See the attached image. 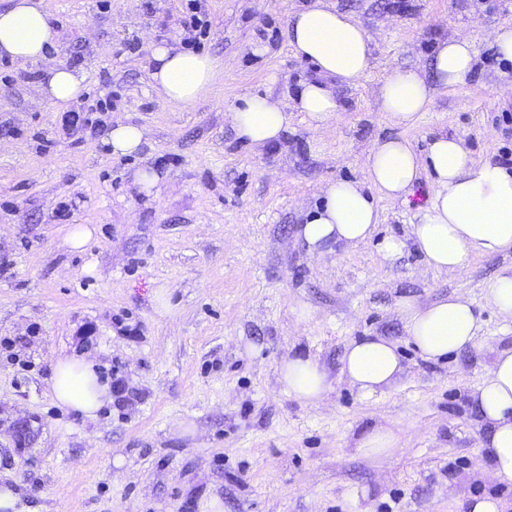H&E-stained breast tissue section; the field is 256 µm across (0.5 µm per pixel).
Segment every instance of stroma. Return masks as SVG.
Listing matches in <instances>:
<instances>
[{"instance_id": "1", "label": "stroma", "mask_w": 512, "mask_h": 512, "mask_svg": "<svg viewBox=\"0 0 512 512\" xmlns=\"http://www.w3.org/2000/svg\"><path fill=\"white\" fill-rule=\"evenodd\" d=\"M308 2L205 0L200 49L223 58L224 75L185 110L153 92L146 68L152 44L191 49L185 0H44L53 62L79 64L88 95L117 99L105 127L144 128L132 156L62 132L61 110L39 88L43 63L0 60V479L39 512H199L210 495L223 512H468L484 494L512 503V483L484 475L487 426L472 398L492 353L423 361L399 312L402 299L455 292L473 303L481 339L511 348L512 325L487 288L512 250L459 273L429 268L405 242L433 195L426 177L407 202H381L367 243L316 260L298 237L322 186L364 179L374 143L402 139L421 152L444 131L475 159L512 154V63L490 39L512 24V0H408L405 11L331 0L365 28L369 69L337 83L333 124L317 129L289 111L283 141L255 151L227 111L253 95L290 103L315 77L288 45V21ZM458 34L475 45L472 77L437 87L412 127L387 118L383 81L428 68L436 45ZM141 168L160 176L149 198L133 183ZM79 225L94 230L81 251L67 242ZM386 238L405 243L390 260ZM363 336L393 341L404 365L370 395L341 374L346 345ZM72 354L97 359L102 378L124 379L137 400L92 420L57 407L51 363ZM294 356L335 379L324 404L285 392L279 368ZM378 425L393 428L397 448L359 451Z\"/></svg>"}]
</instances>
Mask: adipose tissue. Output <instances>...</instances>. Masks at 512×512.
Returning a JSON list of instances; mask_svg holds the SVG:
<instances>
[{
	"label": "adipose tissue",
	"instance_id": "ef3b65f1",
	"mask_svg": "<svg viewBox=\"0 0 512 512\" xmlns=\"http://www.w3.org/2000/svg\"><path fill=\"white\" fill-rule=\"evenodd\" d=\"M9 2L0 10V58L21 65L46 59L52 30L43 0ZM288 43L321 74L301 84L295 107L315 126H327L341 110L332 82L352 84L365 74L370 39L352 15L329 0H313L292 14ZM474 66V46L467 37L444 40L429 70L401 69L386 78L381 110L397 124L412 126L431 107L434 84L464 83ZM222 67V61L209 54L159 44L152 51L150 78L162 98L186 108L207 94ZM40 86L52 105L64 107L82 97L86 74L58 63L44 69ZM229 119L237 137L258 150L280 142L288 131L283 104L267 96L244 99L231 109ZM365 170V182L339 179L322 188L320 205L299 229L313 256L324 257L334 244L355 247L371 240L379 224V201L406 199L424 172L435 192L411 226L410 238L429 267L453 274L473 256L512 249V170L491 158L476 161L461 138L436 134L421 155L406 141H382L369 150ZM400 309L407 335L424 360L437 362L479 343L480 318L461 295L425 306L407 298ZM402 371L397 345L380 336L352 340L342 359L343 374L364 393L389 386ZM280 381L304 405L321 403L333 390L325 369L309 357L284 362ZM51 387L57 405L86 419L95 418L112 400V387L100 378L95 361L75 354L57 359ZM473 397L488 426L487 473L493 480L512 482V348L495 351Z\"/></svg>",
	"mask_w": 512,
	"mask_h": 512
}]
</instances>
